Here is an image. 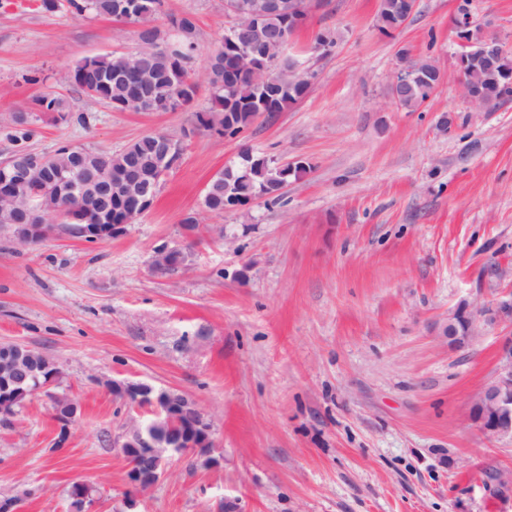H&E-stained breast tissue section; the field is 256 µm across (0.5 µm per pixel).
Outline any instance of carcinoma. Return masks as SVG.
I'll return each instance as SVG.
<instances>
[{
  "label": "carcinoma",
  "instance_id": "1",
  "mask_svg": "<svg viewBox=\"0 0 512 512\" xmlns=\"http://www.w3.org/2000/svg\"><path fill=\"white\" fill-rule=\"evenodd\" d=\"M67 7L75 14L91 11L100 16L116 20L122 19L119 7L126 0H66ZM402 0H380L378 21L379 30L387 33L398 28L403 22ZM176 36L166 38L159 28L151 26L139 33L144 41H157L159 50L150 56L147 64L138 63L127 71V76L114 80L112 73L126 59L125 55L105 54L83 58L73 71L75 85L86 95L95 98L114 110L127 102L134 89L140 84L150 85L154 82L170 86L177 80L176 70L180 62L186 60L194 50L196 24L190 16L170 19ZM294 22L288 20V7L283 12L264 16L263 31L255 38L259 45L254 67L241 73L235 70L234 59L229 57L232 47L224 46V51L204 61L209 74L211 107L199 116L200 125L208 132L226 137L233 136L250 125L259 112V105H265V111L272 116L282 112L291 104L303 98L309 90V82L296 76L285 78L273 75V69L262 64V55L276 50L280 72L286 73L293 68V61L284 54L275 42V36L284 32L292 33ZM512 71V50L505 51L495 63L476 65L466 70L463 76L467 83L482 88L492 104L512 97V84L497 82L496 77L503 69ZM438 80V73L428 60L421 61L413 69L406 85L398 93L399 104L408 109L420 107L427 99L430 83ZM32 109L44 116H50L56 122L67 119V106L63 98L55 94H44L32 101ZM157 134L150 133L138 138L131 147L104 156L86 148L74 147L70 150L58 148L51 154L42 153L44 167L36 175L29 191L13 194L7 201L0 202V224L9 222L13 213H24L32 207L44 206L56 211L57 224L50 225L46 232L34 239L39 242L47 233L56 228L64 230L72 237L78 236V221L72 218V208L63 197V189L54 179L55 173L66 171L76 164V155L82 154L88 166L93 167L99 157L105 158L112 179L123 175L129 164L131 154L135 153L144 160H151L156 155ZM282 179L272 160H262V156L246 149L239 154V160L217 173L208 184L203 197V206L212 213L221 214L225 206L245 205L251 197L262 193L276 203L284 197L281 191ZM35 366L26 380L17 390L0 394V404L6 402L8 407L18 413L24 408L39 385L49 376L59 378L61 371L47 355L35 351ZM191 413L179 418L166 414L154 419L152 433L160 447L168 451L175 447L183 429L190 426Z\"/></svg>",
  "mask_w": 512,
  "mask_h": 512
}]
</instances>
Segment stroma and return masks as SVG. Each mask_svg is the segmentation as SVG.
<instances>
[{"label":"stroma","instance_id":"35a3bbf8","mask_svg":"<svg viewBox=\"0 0 512 512\" xmlns=\"http://www.w3.org/2000/svg\"><path fill=\"white\" fill-rule=\"evenodd\" d=\"M460 2L417 0L385 34L380 0H322L286 49L314 75L308 94L218 137L196 116L211 106L203 60L224 44V0H164L156 18L168 37L170 17L196 23L198 91L175 112H117L73 83L82 58L136 52V24L0 0V160L20 114L45 153H114L149 133L182 147L119 238L22 247L0 231V343L52 357L77 405L63 443L42 393L0 423V497L70 512L84 484L93 512H512V443L467 419L512 333V100L480 112L463 99ZM471 13L512 48V0H472ZM323 32L328 54L313 49ZM422 58L443 82L412 111L391 83L401 60ZM46 92L74 120L31 111ZM245 148L308 168L280 204L206 211L207 184ZM166 243L191 255L173 274L153 269ZM465 301L495 311L454 349L440 328ZM115 381L193 402L213 423L209 455H173L166 476L132 485L117 438L152 412Z\"/></svg>","mask_w":512,"mask_h":512}]
</instances>
